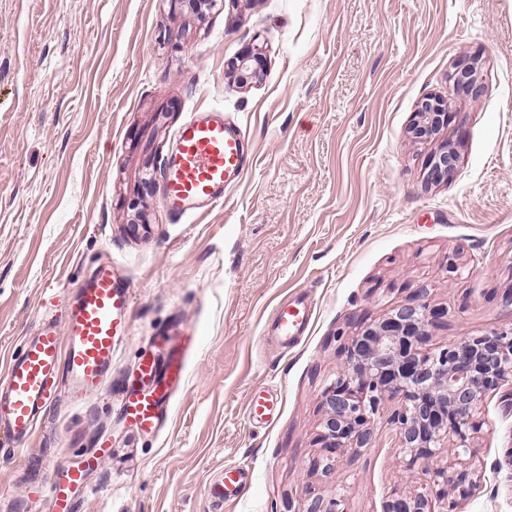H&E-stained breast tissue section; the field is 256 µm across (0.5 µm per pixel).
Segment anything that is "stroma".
I'll return each mask as SVG.
<instances>
[{
  "mask_svg": "<svg viewBox=\"0 0 512 512\" xmlns=\"http://www.w3.org/2000/svg\"><path fill=\"white\" fill-rule=\"evenodd\" d=\"M261 48L240 87L229 61ZM476 62L474 100L448 76ZM450 118L414 137L419 102ZM220 111L248 143L247 169L203 214L160 206L182 124ZM448 179H428L445 143ZM146 221L133 223L135 212ZM130 288V330L98 396L46 411L25 449L0 445V512H46L36 495L60 449L87 470L75 512H306L341 494L382 512L418 489L381 404L368 448L312 473L322 393L361 328L416 300L445 309L426 346L512 327V0H0V368L102 261ZM457 272H449V261ZM314 312L298 346L265 340L276 307ZM197 330L185 385L158 433L124 421L114 390L162 337ZM280 411L254 424L255 391ZM463 458L476 486L457 512H512V382L486 393ZM253 481L216 510L201 489L224 467ZM458 153L450 144L442 145L435 152L429 163V178L438 182L447 179L453 172L458 162Z\"/></svg>",
  "mask_w": 512,
  "mask_h": 512,
  "instance_id": "35a3bbf8",
  "label": "stroma"
}]
</instances>
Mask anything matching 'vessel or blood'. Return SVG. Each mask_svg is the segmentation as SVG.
Wrapping results in <instances>:
<instances>
[{"mask_svg":"<svg viewBox=\"0 0 512 512\" xmlns=\"http://www.w3.org/2000/svg\"><path fill=\"white\" fill-rule=\"evenodd\" d=\"M246 171L244 140L217 112H201L184 123L166 161L162 208L174 217L216 205ZM130 295L112 264L97 267L80 288L63 322L48 319L37 336L11 353L0 370V436L19 446L36 430L39 414L61 398L80 403L97 395L112 357L129 330ZM313 315L310 302L280 305L272 335L283 349L297 346ZM194 335H175L163 360L140 361L142 385L121 391L120 409L141 429L158 430L173 393L186 380V353ZM249 468L229 466L210 482L205 495L214 502L237 496L251 482ZM83 484L82 471L61 457L45 484L50 512H71V494Z\"/></svg>","mask_w":512,"mask_h":512,"instance_id":"vessel-or-blood-1","label":"vessel or blood"}]
</instances>
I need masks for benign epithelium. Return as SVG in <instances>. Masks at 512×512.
Wrapping results in <instances>:
<instances>
[{"label": "benign epithelium", "instance_id": "1", "mask_svg": "<svg viewBox=\"0 0 512 512\" xmlns=\"http://www.w3.org/2000/svg\"><path fill=\"white\" fill-rule=\"evenodd\" d=\"M253 61H260V56L250 50L230 62L229 69L237 74L242 87L259 76ZM452 80L457 88L479 96L473 66L462 67L452 74ZM416 115L411 133L422 138L448 122V107L444 100L430 96L420 101ZM457 162L454 147L441 146L430 159V180L448 178ZM437 316L438 312L425 303L404 305L350 338L341 372L323 392V455L313 459V470L328 477L335 470L336 449L358 453L367 447L373 416L391 395L402 398L392 423L401 448L409 456L408 468L418 466L428 471L430 462L444 448L456 456L469 450L466 429H478L474 414L484 395L512 380V327L450 341L437 353L426 352L422 344L427 327ZM450 484L466 495L475 481L466 467L451 474L441 469L422 492L407 495L392 491L383 512H431L429 503L434 497L445 502L444 512H456L457 502L448 500ZM339 505L335 498L316 497L306 512H345Z\"/></svg>", "mask_w": 512, "mask_h": 512}]
</instances>
